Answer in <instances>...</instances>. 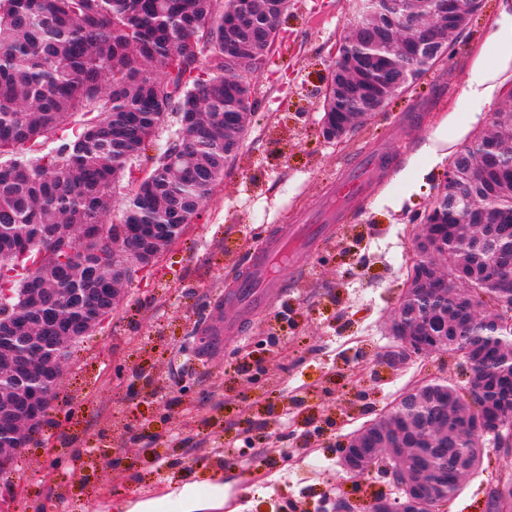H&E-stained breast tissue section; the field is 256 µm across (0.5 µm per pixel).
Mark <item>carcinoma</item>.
<instances>
[{
    "label": "carcinoma",
    "mask_w": 512,
    "mask_h": 512,
    "mask_svg": "<svg viewBox=\"0 0 512 512\" xmlns=\"http://www.w3.org/2000/svg\"><path fill=\"white\" fill-rule=\"evenodd\" d=\"M275 14V0H0V331L35 351L112 318V284L145 267L113 253V238L154 224L163 253L223 181L249 128L224 113L234 111L239 73L263 66L259 41ZM393 19L381 29L392 39L443 31L436 14ZM393 59L364 60L351 82L394 87ZM500 112V139L480 136L449 158L463 182L480 176L483 206L437 209L433 231L448 266L475 280L470 298L436 283L448 312L433 310L430 330L474 361L475 379L492 390L490 414L512 421V363L475 317L476 304L501 300L498 317L512 321V166L500 150L512 138V107ZM172 114L181 133L138 178L131 161ZM124 180L116 223L111 202ZM85 224L101 225L97 240L84 239ZM471 224L491 231L496 252L472 247ZM465 393L450 383L391 414V442L415 448L401 467L430 474L450 497L495 439L494 424L477 428ZM484 512H512V475L490 484Z\"/></svg>",
    "instance_id": "carcinoma-1"
}]
</instances>
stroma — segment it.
<instances>
[{
  "mask_svg": "<svg viewBox=\"0 0 512 512\" xmlns=\"http://www.w3.org/2000/svg\"><path fill=\"white\" fill-rule=\"evenodd\" d=\"M353 13V0H291L293 39L255 80L258 108L236 162L201 219L126 284L111 320L75 349L58 389L76 400L75 416L17 458L13 478L29 510L49 488L55 512H117L152 501L158 512H179L184 489L216 484L232 512H336L337 499L392 493L383 480L346 474L336 442L421 376L458 377L440 354L387 375L375 374L373 362L394 344L390 327L418 232L411 218L429 206L446 170L426 167L420 150L451 154L488 130L512 84V51L490 40L512 29V0H484L453 36L446 64L336 144L318 132V91ZM479 67L494 78L487 104L468 88ZM361 152L390 161L370 172L332 239L282 268V296L244 338L181 354L192 331L219 328L221 293L270 227L304 214L327 222L324 184ZM412 163V179L398 180ZM243 357L257 376L234 371ZM248 434L255 463L246 468ZM83 448L110 449L111 458L77 457ZM53 455L61 459L54 468ZM510 473L512 459L488 449L446 512H482L489 484Z\"/></svg>",
  "mask_w": 512,
  "mask_h": 512,
  "instance_id": "stroma-1",
  "label": "stroma"
}]
</instances>
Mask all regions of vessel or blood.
Listing matches in <instances>:
<instances>
[{
    "instance_id": "vessel-or-blood-1",
    "label": "vessel or blood",
    "mask_w": 512,
    "mask_h": 512,
    "mask_svg": "<svg viewBox=\"0 0 512 512\" xmlns=\"http://www.w3.org/2000/svg\"><path fill=\"white\" fill-rule=\"evenodd\" d=\"M361 187L359 178L342 173L328 186L329 193L342 199L355 196ZM330 224H278L271 228L260 248L254 252L233 284L224 291V306L236 311V320L227 322L226 332L239 334L242 321L269 307L282 291V280L275 265L286 256L289 245L307 249L332 234Z\"/></svg>"
}]
</instances>
